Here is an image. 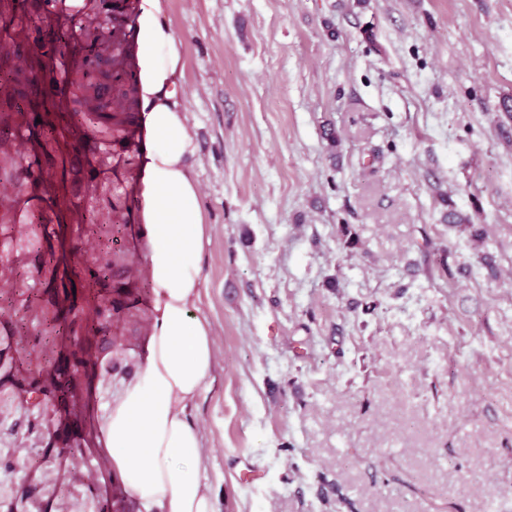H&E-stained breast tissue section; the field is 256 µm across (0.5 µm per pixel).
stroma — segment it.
I'll return each mask as SVG.
<instances>
[{"label":"stroma","mask_w":512,"mask_h":512,"mask_svg":"<svg viewBox=\"0 0 512 512\" xmlns=\"http://www.w3.org/2000/svg\"><path fill=\"white\" fill-rule=\"evenodd\" d=\"M34 3L0 0V512H144L97 424L149 333L147 146L97 150L73 84L3 86L13 43L43 81L83 50ZM165 11L210 224L188 414L216 512H512V0Z\"/></svg>","instance_id":"stroma-1"}]
</instances>
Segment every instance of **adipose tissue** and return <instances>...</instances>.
<instances>
[{
	"mask_svg": "<svg viewBox=\"0 0 512 512\" xmlns=\"http://www.w3.org/2000/svg\"><path fill=\"white\" fill-rule=\"evenodd\" d=\"M135 41L151 143L139 208L152 289L141 365L98 425L114 475L145 512H215L199 477L202 439L188 416L213 363L210 325L193 309L209 226L193 171L194 134L180 96L182 43L163 0H140Z\"/></svg>",
	"mask_w": 512,
	"mask_h": 512,
	"instance_id": "obj_1",
	"label": "adipose tissue"
}]
</instances>
